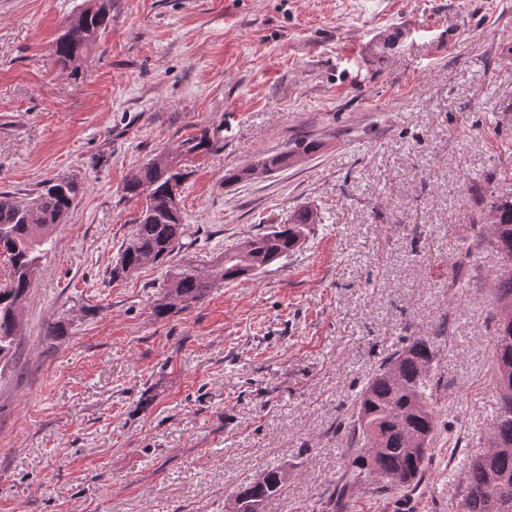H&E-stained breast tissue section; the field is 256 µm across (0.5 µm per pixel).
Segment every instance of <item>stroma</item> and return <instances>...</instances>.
I'll return each instance as SVG.
<instances>
[{
	"label": "stroma",
	"instance_id": "stroma-1",
	"mask_svg": "<svg viewBox=\"0 0 512 512\" xmlns=\"http://www.w3.org/2000/svg\"><path fill=\"white\" fill-rule=\"evenodd\" d=\"M84 0H0V191L86 185L41 260L0 370V512H458L497 412L480 241L512 184V0H112L78 78L53 41ZM181 261L316 212L279 264L156 313L162 271L113 278L141 203L126 181L201 131ZM314 142L271 174L226 170ZM60 334H52V326ZM426 336L439 426L418 492L349 484L345 429L388 353ZM286 480V471L271 469L263 472L240 487L231 511L265 512L267 503L280 494Z\"/></svg>",
	"mask_w": 512,
	"mask_h": 512
}]
</instances>
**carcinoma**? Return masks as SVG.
Segmentation results:
<instances>
[{
	"label": "carcinoma",
	"instance_id": "cac0c4a2",
	"mask_svg": "<svg viewBox=\"0 0 512 512\" xmlns=\"http://www.w3.org/2000/svg\"><path fill=\"white\" fill-rule=\"evenodd\" d=\"M112 0H86L84 8L70 18L54 39V55L71 77L79 75L85 56L98 43L108 24ZM182 150L168 153L164 163L147 162L125 185L131 198L144 203L131 238L123 246L120 264L112 277L128 275L147 264L165 268L164 302L156 312L164 313L176 303L191 304L201 298L216 278L233 281L288 257L301 244L316 213L302 208L288 223L224 250L209 275L190 266L171 264L176 254L195 243L191 227L174 208L173 197L186 178L182 157L219 148L208 131L184 140ZM313 150L311 143L294 140V149L262 158L277 171L295 155ZM84 191L73 177L43 183L21 200L16 193L0 191V256L10 264L9 280L0 287V362L12 358L17 345L20 313L29 299L39 262L52 244V228L63 223ZM488 208V243L506 266H512V189L491 196ZM494 390L498 400L495 421L487 436L489 452L470 460L458 486L461 512H512V316L503 308L512 306V272L496 277ZM438 349L423 336L388 354L379 369L361 388L348 422L353 459L351 480L370 482L380 491L411 488L421 479L438 428L439 409L433 395V369ZM287 480V473L271 469L238 490L232 512H264Z\"/></svg>",
	"mask_w": 512,
	"mask_h": 512
}]
</instances>
